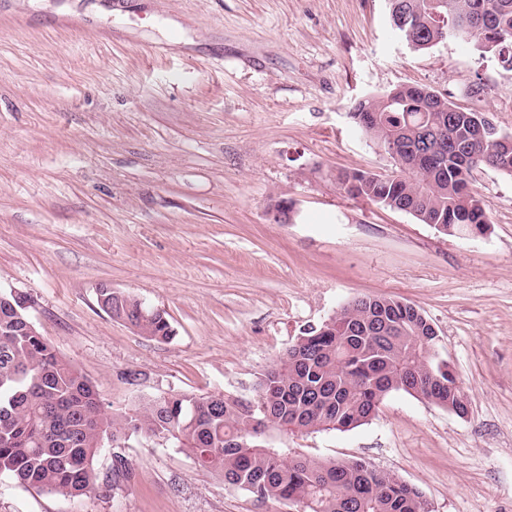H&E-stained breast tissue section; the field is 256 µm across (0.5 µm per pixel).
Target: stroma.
Segmentation results:
<instances>
[{"instance_id":"stroma-1","label":"stroma","mask_w":512,"mask_h":512,"mask_svg":"<svg viewBox=\"0 0 512 512\" xmlns=\"http://www.w3.org/2000/svg\"><path fill=\"white\" fill-rule=\"evenodd\" d=\"M481 95H470L476 82ZM422 85L512 135V70L444 41L416 51L387 0H0V291L110 414L170 392L252 395L304 329L391 296L435 325L468 412L403 391L349 431L290 437L416 487L429 512H512V176L476 169L485 235L447 236L342 189L395 172L349 105ZM295 204L277 224L269 204ZM166 311L160 342L98 305ZM130 478H112L114 456ZM72 499L0 477V512H289L161 439L96 458Z\"/></svg>"}]
</instances>
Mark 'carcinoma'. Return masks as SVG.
<instances>
[{
    "label": "carcinoma",
    "mask_w": 512,
    "mask_h": 512,
    "mask_svg": "<svg viewBox=\"0 0 512 512\" xmlns=\"http://www.w3.org/2000/svg\"><path fill=\"white\" fill-rule=\"evenodd\" d=\"M388 0L392 27L410 47L444 40L495 50L512 70V0ZM488 9L491 19L466 27ZM423 86L398 87L356 101L353 126L394 160L398 171L340 176L344 191L412 215L447 236L483 233L491 223L470 188L472 172L512 176V153L482 112L463 109ZM112 319L167 341L165 311L120 292L101 306ZM26 307L0 294V475L48 493L80 498L100 489L94 459L130 432L163 439L258 501L300 512H429L421 493L398 476L358 460L314 459L269 435L348 431L368 421L384 397L405 391L463 415L466 401L448 361L432 354L438 336L415 305L364 296L303 332L262 374L250 398L168 393L114 418L99 394L38 331Z\"/></svg>",
    "instance_id": "carcinoma-1"
}]
</instances>
